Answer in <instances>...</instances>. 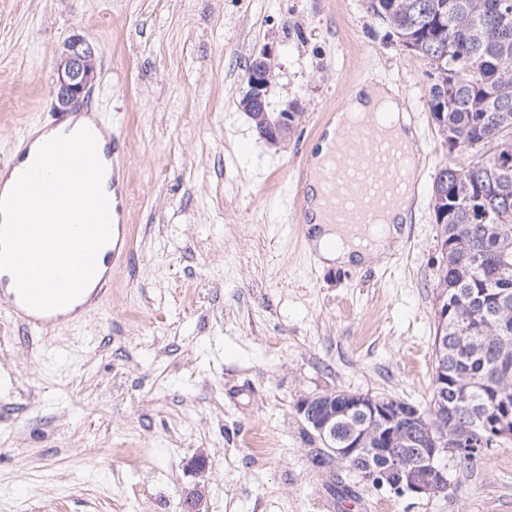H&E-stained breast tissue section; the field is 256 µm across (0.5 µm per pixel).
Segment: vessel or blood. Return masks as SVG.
<instances>
[{"label":"vessel or blood","instance_id":"1","mask_svg":"<svg viewBox=\"0 0 512 512\" xmlns=\"http://www.w3.org/2000/svg\"><path fill=\"white\" fill-rule=\"evenodd\" d=\"M86 118L96 138L106 143L111 170H118L121 155L116 133L106 128L99 113H87ZM308 180V169L298 168L294 175L292 207L300 224L308 223L310 216ZM318 180L327 223L350 233L379 227L400 199L419 196L421 189L415 155L393 139L390 115L385 111L374 113L371 121L344 130L319 171ZM108 200L110 215L118 219L119 225L116 234L97 254L94 286L83 303L47 312L30 309L21 301L12 275L0 270V308L7 310L26 334L48 326L70 324L75 316L98 311L106 304L112 293V278L123 268L131 249V238L121 223L122 187H114Z\"/></svg>","mask_w":512,"mask_h":512}]
</instances>
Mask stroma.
<instances>
[{"label": "stroma", "mask_w": 512, "mask_h": 512, "mask_svg": "<svg viewBox=\"0 0 512 512\" xmlns=\"http://www.w3.org/2000/svg\"><path fill=\"white\" fill-rule=\"evenodd\" d=\"M75 34L98 62L86 97L125 140L133 252L71 327L31 339L0 311V512H181L199 480L209 512H512V441L449 469L454 494L401 496L313 465L321 443L295 411L331 389L430 400L446 150L426 61L366 0H0V162L52 124L55 57ZM263 50L271 109L302 112L277 146L239 108ZM366 82L418 105L420 197L402 249L328 266L285 189L320 113Z\"/></svg>", "instance_id": "stroma-1"}]
</instances>
